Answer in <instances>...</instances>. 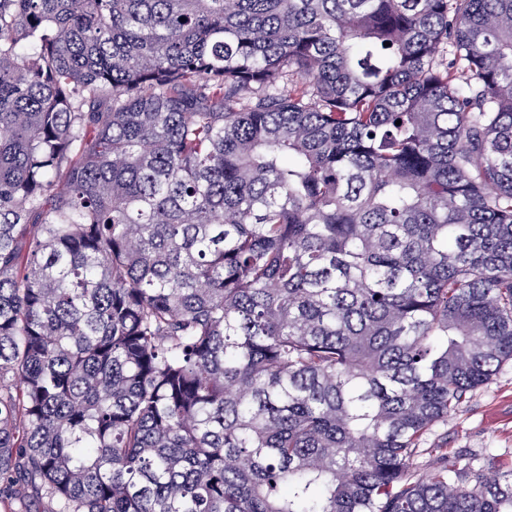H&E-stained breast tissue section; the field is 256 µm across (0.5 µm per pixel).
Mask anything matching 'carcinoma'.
<instances>
[{"instance_id":"1","label":"carcinoma","mask_w":512,"mask_h":512,"mask_svg":"<svg viewBox=\"0 0 512 512\" xmlns=\"http://www.w3.org/2000/svg\"><path fill=\"white\" fill-rule=\"evenodd\" d=\"M509 361L512 0H0L3 512H512ZM448 448V453L468 461L473 454L498 455L512 460V363H506L485 385L467 395L448 419L437 423L426 436L416 458L414 470L422 477L434 466L435 452L429 448Z\"/></svg>"}]
</instances>
